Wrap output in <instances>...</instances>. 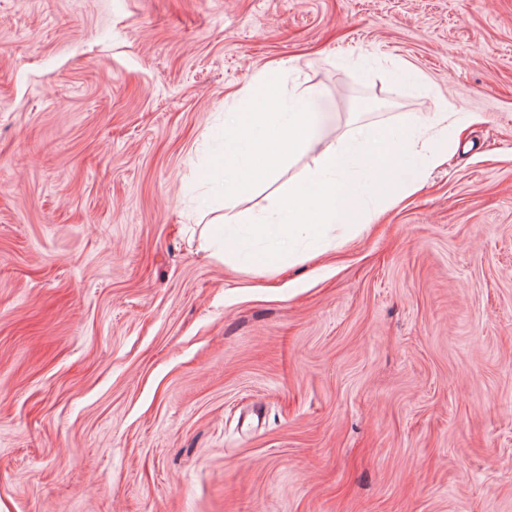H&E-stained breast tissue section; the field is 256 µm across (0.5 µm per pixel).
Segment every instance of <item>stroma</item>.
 Masks as SVG:
<instances>
[{
  "label": "stroma",
  "instance_id": "35a3bbf8",
  "mask_svg": "<svg viewBox=\"0 0 512 512\" xmlns=\"http://www.w3.org/2000/svg\"><path fill=\"white\" fill-rule=\"evenodd\" d=\"M272 65L329 140L482 121L325 254L205 257ZM0 512H512V0H0Z\"/></svg>",
  "mask_w": 512,
  "mask_h": 512
}]
</instances>
